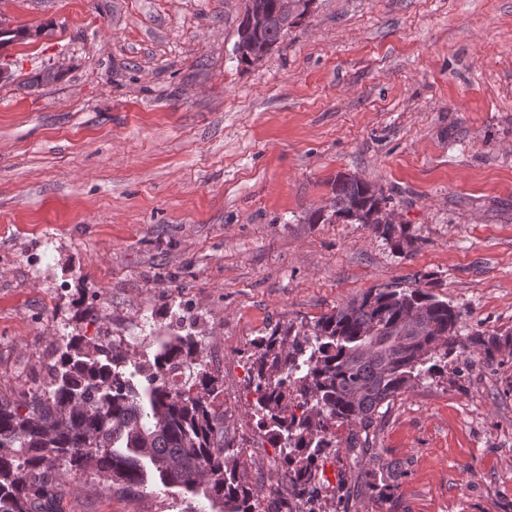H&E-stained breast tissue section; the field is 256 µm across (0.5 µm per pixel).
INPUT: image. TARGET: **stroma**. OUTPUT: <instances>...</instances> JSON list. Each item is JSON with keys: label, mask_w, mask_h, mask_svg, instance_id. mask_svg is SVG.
<instances>
[{"label": "stroma", "mask_w": 512, "mask_h": 512, "mask_svg": "<svg viewBox=\"0 0 512 512\" xmlns=\"http://www.w3.org/2000/svg\"><path fill=\"white\" fill-rule=\"evenodd\" d=\"M241 10L0 0L31 33L0 50V390L46 386L69 336L150 356L190 332L263 512H512V0H316L251 66ZM340 173L389 198L403 252L309 223ZM394 285L458 306L460 343L381 408L369 448L319 459L317 501L289 497L246 412L252 342ZM209 507L88 471L54 512Z\"/></svg>", "instance_id": "1"}]
</instances>
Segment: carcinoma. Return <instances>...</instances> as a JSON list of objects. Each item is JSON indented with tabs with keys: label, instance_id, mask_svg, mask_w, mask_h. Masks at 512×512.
Listing matches in <instances>:
<instances>
[{
	"label": "carcinoma",
	"instance_id": "obj_1",
	"mask_svg": "<svg viewBox=\"0 0 512 512\" xmlns=\"http://www.w3.org/2000/svg\"><path fill=\"white\" fill-rule=\"evenodd\" d=\"M293 22L275 19L260 40L277 49ZM387 206L351 175L332 182V215L362 224L403 250ZM462 312L421 288H370L323 315L312 333L272 331L247 360L248 413L279 449L288 492L313 487L322 449L341 425L368 429L379 409L432 374L458 341ZM44 389L0 394V512H48L64 466L91 470L133 491L148 474L165 487L198 492L212 512H259L242 449L225 436L224 377L188 333L160 342L139 363L115 342L72 336L47 369Z\"/></svg>",
	"mask_w": 512,
	"mask_h": 512
}]
</instances>
